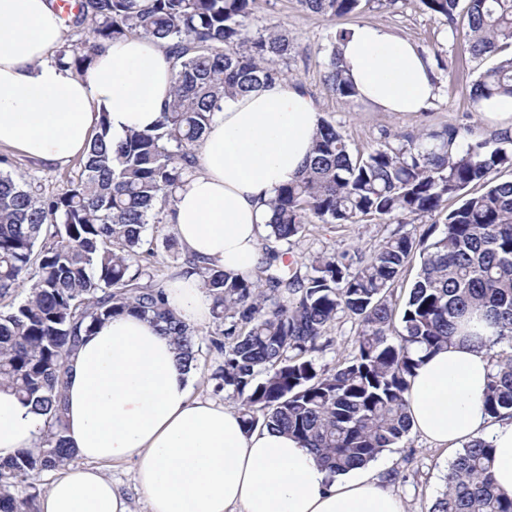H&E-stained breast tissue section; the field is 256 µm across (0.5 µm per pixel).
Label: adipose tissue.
Wrapping results in <instances>:
<instances>
[{
    "instance_id": "1",
    "label": "adipose tissue",
    "mask_w": 512,
    "mask_h": 512,
    "mask_svg": "<svg viewBox=\"0 0 512 512\" xmlns=\"http://www.w3.org/2000/svg\"><path fill=\"white\" fill-rule=\"evenodd\" d=\"M65 26L54 0H0V144L65 163L86 149L100 113L113 141L152 126L171 99L172 61L152 39L112 41L85 77L51 56ZM337 51L359 98L385 112L429 108L437 82L407 38L371 24L350 29ZM320 114L295 83L225 99L200 149V173L169 218L199 263L251 271L262 257L269 199L309 154ZM184 320L207 322L211 302L197 277L165 287ZM482 342L457 339L426 356L410 381L413 429L439 448L480 437L494 448L497 489L512 496V417L485 414L493 328ZM66 438L80 466L56 472L40 512H131L106 475L129 462L148 512H403L402 502L364 469L331 474L287 434L246 431L239 413L194 397L171 337L152 320H107L72 355ZM42 417L0 390V460L35 448Z\"/></svg>"
}]
</instances>
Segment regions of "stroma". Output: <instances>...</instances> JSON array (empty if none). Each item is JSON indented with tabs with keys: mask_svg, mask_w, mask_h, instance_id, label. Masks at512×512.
<instances>
[{
	"mask_svg": "<svg viewBox=\"0 0 512 512\" xmlns=\"http://www.w3.org/2000/svg\"><path fill=\"white\" fill-rule=\"evenodd\" d=\"M383 27L406 37L427 56L438 79L432 105L418 114L383 112L361 100L336 95L323 81L326 64L338 30L359 24ZM467 18L458 14L456 29L431 17L419 0H398L396 6L363 5L355 15L329 19L301 10L296 0H254L245 22L248 35L273 27L286 34L295 50L288 59V75L306 89L321 116L331 121L347 138L352 153L362 154L392 141L394 134L408 136L422 129L448 125L472 128L477 136H492V128L472 105L469 87L479 72L494 65V58L472 59L460 36ZM0 155L11 156L14 176L37 175L46 191L57 192L77 174L75 162L49 165L0 145ZM429 225L389 223L375 216L356 224L308 225L304 237L288 246V260L303 264L316 252L348 250L370 254L389 236L401 233L420 238ZM357 322L349 314H339L327 333L328 341L313 358L318 367L332 369L354 352ZM453 461L445 449L435 447L417 433H409L403 443L386 449L368 466L380 484L396 492L405 512H430L435 498L446 489L448 469ZM399 480H392V473Z\"/></svg>",
	"mask_w": 512,
	"mask_h": 512,
	"instance_id": "35a3bbf8",
	"label": "stroma"
}]
</instances>
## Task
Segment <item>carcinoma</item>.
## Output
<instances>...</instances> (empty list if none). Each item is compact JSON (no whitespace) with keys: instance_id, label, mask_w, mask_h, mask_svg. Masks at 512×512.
Returning a JSON list of instances; mask_svg holds the SVG:
<instances>
[{"instance_id":"carcinoma-1","label":"carcinoma","mask_w":512,"mask_h":512,"mask_svg":"<svg viewBox=\"0 0 512 512\" xmlns=\"http://www.w3.org/2000/svg\"><path fill=\"white\" fill-rule=\"evenodd\" d=\"M254 0H76L63 16L66 35L53 60L78 76L114 40L163 42L172 60V98L149 130H132L112 145L106 113L78 179L46 193L35 177L0 171V389L14 392L43 417L37 447L0 461V512H38L40 481L77 456L64 436L69 358L83 337L123 314L151 319L172 337L184 367L196 369L202 333L165 299L150 222L174 211L177 194L200 170L199 150L213 113L226 97L286 79L278 62L290 51L276 30L255 38L244 23ZM460 0H420L424 11L453 24ZM463 39L474 59L512 45V0H465ZM312 14L342 18L362 0H297ZM326 81L355 96L331 50ZM474 105L512 97V56L481 72L470 86ZM512 137L473 136L469 128L428 129L402 142L353 156L347 139L322 119L301 175L276 190L262 237L264 258L248 273L200 265L175 237L173 274H196L212 300L210 347L223 357L214 391L240 402L246 431H284L331 473L361 468L411 430L410 379L448 346L475 313L496 328L502 347L484 395L485 412L512 413V181L492 175L512 168ZM487 189L466 194L476 183ZM462 203L416 240L392 235L369 256L316 253L301 271L275 248L306 226L356 224L377 216L399 224ZM420 271L400 317L391 288L411 255ZM27 282L29 296L15 302ZM347 312L358 321L353 356L332 370L311 353ZM493 448L466 444L453 460L447 487L431 512H512L499 493Z\"/></svg>"}]
</instances>
